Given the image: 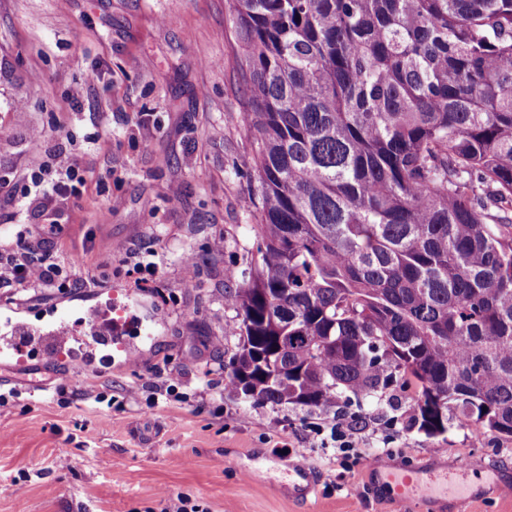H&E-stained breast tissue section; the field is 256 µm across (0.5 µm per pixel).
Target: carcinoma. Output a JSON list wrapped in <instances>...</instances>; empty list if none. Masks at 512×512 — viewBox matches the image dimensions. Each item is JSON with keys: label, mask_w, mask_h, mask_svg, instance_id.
<instances>
[{"label": "carcinoma", "mask_w": 512, "mask_h": 512, "mask_svg": "<svg viewBox=\"0 0 512 512\" xmlns=\"http://www.w3.org/2000/svg\"><path fill=\"white\" fill-rule=\"evenodd\" d=\"M246 200L224 388L325 408L394 383L430 437L512 439V0H232Z\"/></svg>", "instance_id": "carcinoma-1"}]
</instances>
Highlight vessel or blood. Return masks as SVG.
Segmentation results:
<instances>
[{"label": "vessel or blood", "instance_id": "b4317fda", "mask_svg": "<svg viewBox=\"0 0 512 512\" xmlns=\"http://www.w3.org/2000/svg\"><path fill=\"white\" fill-rule=\"evenodd\" d=\"M70 338L71 331L66 326L36 335L28 324L19 322L11 344L0 350V356L22 355L35 346L39 349V360L52 361ZM368 472L379 487L388 489L389 500L403 507L448 500L462 505L483 499L489 491L512 495V480L504 478L501 469L477 470L464 462L428 463L418 467L384 466L374 462L369 464ZM288 485L296 498H306L313 489L308 467L300 463L289 466Z\"/></svg>", "mask_w": 512, "mask_h": 512}]
</instances>
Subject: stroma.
Instances as JSON below:
<instances>
[{"label":"stroma","instance_id":"1","mask_svg":"<svg viewBox=\"0 0 512 512\" xmlns=\"http://www.w3.org/2000/svg\"><path fill=\"white\" fill-rule=\"evenodd\" d=\"M241 57L230 0H0V178L27 177L37 130L48 165L85 178L50 239L36 206L0 194V251L24 235L73 262L69 287L0 288V322L46 329L69 313L96 355L87 369L63 356L0 362V390L14 395L0 414V512H160L166 493L206 512H396L373 496L364 465L341 473L337 449L315 434L342 415L364 418L356 446L368 459L512 471V440L476 445L457 427L427 436L397 385L326 410L255 407L225 389L238 340L226 334L237 317L224 291L249 265L258 222L243 205L255 180ZM137 265L155 266L148 284ZM111 306L152 330L136 364L94 344L84 317ZM66 382L79 393L63 403ZM167 386L173 395L154 397ZM287 445L306 450L308 500L284 488L281 469L297 461ZM255 457L279 467L246 479Z\"/></svg>","mask_w":512,"mask_h":512}]
</instances>
